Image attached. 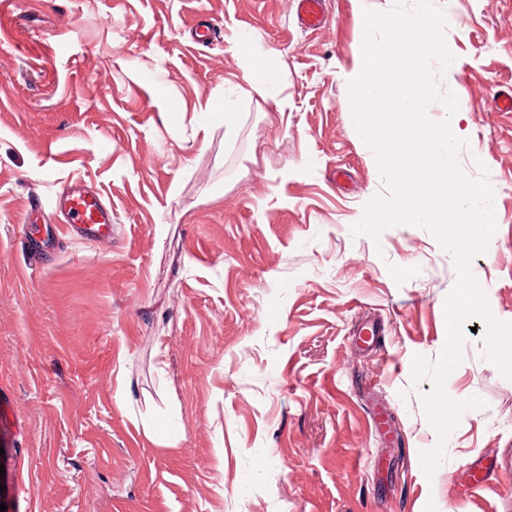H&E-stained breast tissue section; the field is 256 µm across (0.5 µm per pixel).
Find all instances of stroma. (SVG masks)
Listing matches in <instances>:
<instances>
[{
  "mask_svg": "<svg viewBox=\"0 0 512 512\" xmlns=\"http://www.w3.org/2000/svg\"><path fill=\"white\" fill-rule=\"evenodd\" d=\"M327 0H0V504L6 512H504L512 379L462 323L447 438L411 380L437 361L456 258L428 229L353 235L389 200L351 114L364 11ZM439 89L465 177L487 180L496 231L469 269L512 322V0H434ZM278 72L274 98L219 113L239 35ZM207 140L193 138V122ZM98 191L111 236L68 229L54 201ZM442 448L426 475L422 455ZM489 467L470 495V469ZM324 2V0H298L301 19L309 28L325 23Z\"/></svg>",
  "mask_w": 512,
  "mask_h": 512,
  "instance_id": "obj_1",
  "label": "stroma"
}]
</instances>
